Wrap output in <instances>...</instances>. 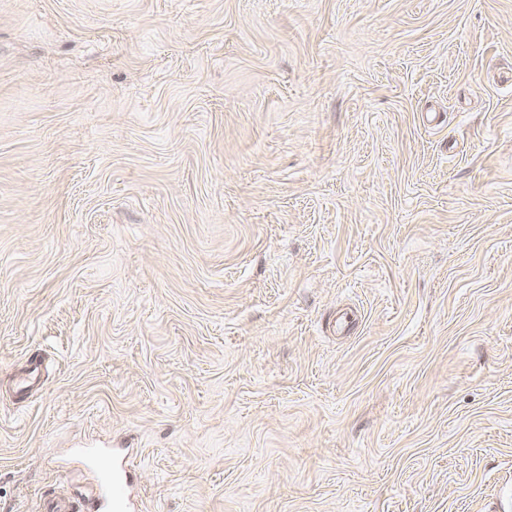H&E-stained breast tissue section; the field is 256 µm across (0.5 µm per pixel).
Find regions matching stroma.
I'll list each match as a JSON object with an SVG mask.
<instances>
[{
	"label": "stroma",
	"instance_id": "obj_1",
	"mask_svg": "<svg viewBox=\"0 0 512 512\" xmlns=\"http://www.w3.org/2000/svg\"><path fill=\"white\" fill-rule=\"evenodd\" d=\"M104 448L137 512H512V0H0V512Z\"/></svg>",
	"mask_w": 512,
	"mask_h": 512
}]
</instances>
